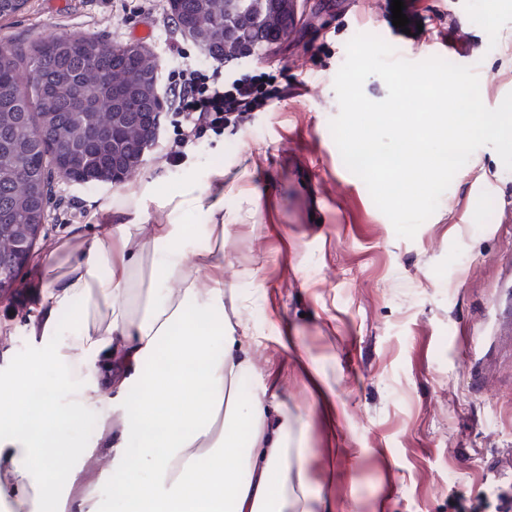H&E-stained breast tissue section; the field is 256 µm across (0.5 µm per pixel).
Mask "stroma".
Returning a JSON list of instances; mask_svg holds the SVG:
<instances>
[{
	"label": "stroma",
	"instance_id": "stroma-1",
	"mask_svg": "<svg viewBox=\"0 0 512 512\" xmlns=\"http://www.w3.org/2000/svg\"><path fill=\"white\" fill-rule=\"evenodd\" d=\"M306 0L288 42L254 59L284 66L294 93L223 133L207 132L172 161L162 126L139 178L168 187L225 171L226 205L241 219L224 240L228 281L244 300L253 367L240 391L278 394L302 425L307 468L333 512H452L451 493L512 494V171L489 146L456 173L414 238L396 235L365 183L343 163L330 131L334 78L356 34L372 32L405 54L440 48L494 79L483 103L512 92V0ZM58 35L139 42L162 71L171 43L189 39L169 0H28L0 20V41L31 51ZM249 187L241 201L232 185ZM490 192L480 195L479 185ZM122 189L54 176L48 219L12 290L0 298V369L69 342L77 309L54 335L33 329L40 272L52 246L104 233Z\"/></svg>",
	"mask_w": 512,
	"mask_h": 512
}]
</instances>
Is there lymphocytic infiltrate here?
I'll return each mask as SVG.
<instances>
[{"label":"lymphocytic infiltrate","instance_id":"obj_1","mask_svg":"<svg viewBox=\"0 0 512 512\" xmlns=\"http://www.w3.org/2000/svg\"><path fill=\"white\" fill-rule=\"evenodd\" d=\"M180 63L169 71L170 124L180 144H188L208 131L223 133L225 124H236L245 115L264 109L270 101L287 99L292 84L287 68L265 71L236 68L222 71L206 66L181 45H173Z\"/></svg>","mask_w":512,"mask_h":512}]
</instances>
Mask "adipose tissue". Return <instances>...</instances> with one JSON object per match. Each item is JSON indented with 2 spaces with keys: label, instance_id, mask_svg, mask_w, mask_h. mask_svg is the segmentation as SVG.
<instances>
[{
  "label": "adipose tissue",
  "instance_id": "ef3b65f1",
  "mask_svg": "<svg viewBox=\"0 0 512 512\" xmlns=\"http://www.w3.org/2000/svg\"><path fill=\"white\" fill-rule=\"evenodd\" d=\"M223 169L208 184L167 191L163 223L140 221L156 181L114 201L119 222L103 235L58 243L44 268L39 325L81 302L75 334L55 360L75 412L58 406L34 358L0 377V498L14 512H95L62 495L83 481L72 445L56 429L96 412L111 458L113 512H332L312 490L307 450L282 403L241 395L252 366L250 326L224 315V236L239 215L224 204ZM201 214L194 262L183 219ZM164 254H157V245Z\"/></svg>",
  "mask_w": 512,
  "mask_h": 512
}]
</instances>
